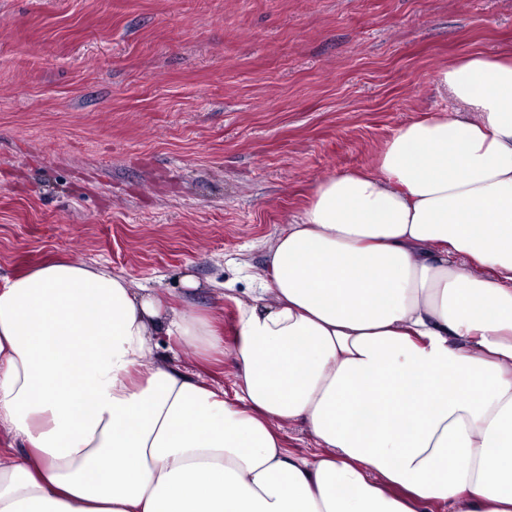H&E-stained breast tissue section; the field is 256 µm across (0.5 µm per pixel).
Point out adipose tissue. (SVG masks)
I'll use <instances>...</instances> for the list:
<instances>
[{"label":"adipose tissue","mask_w":512,"mask_h":512,"mask_svg":"<svg viewBox=\"0 0 512 512\" xmlns=\"http://www.w3.org/2000/svg\"><path fill=\"white\" fill-rule=\"evenodd\" d=\"M439 83L453 111L320 181L269 249L233 399L154 359L224 353L157 289L64 260L1 279L0 512H512V54ZM281 426L288 449L298 453H306L315 447L312 437L303 425L283 423Z\"/></svg>","instance_id":"obj_1"}]
</instances>
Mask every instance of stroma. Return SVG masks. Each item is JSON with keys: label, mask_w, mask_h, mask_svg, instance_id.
<instances>
[{"label": "stroma", "mask_w": 512, "mask_h": 512, "mask_svg": "<svg viewBox=\"0 0 512 512\" xmlns=\"http://www.w3.org/2000/svg\"><path fill=\"white\" fill-rule=\"evenodd\" d=\"M509 49L512 0H0V278L162 289L225 355L156 356L233 395L238 305L315 184L452 110L448 61Z\"/></svg>", "instance_id": "obj_1"}]
</instances>
